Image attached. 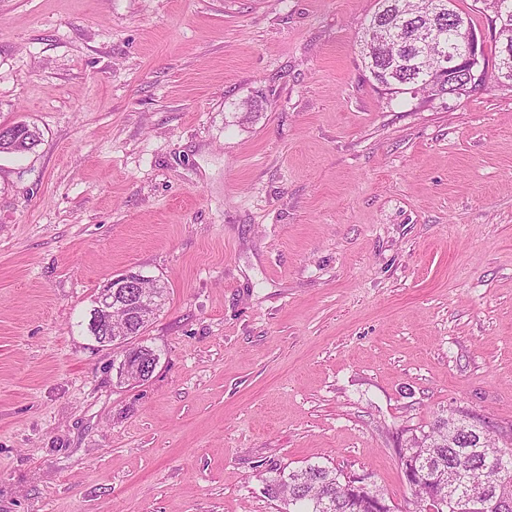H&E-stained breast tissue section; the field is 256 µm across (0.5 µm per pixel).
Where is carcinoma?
<instances>
[{"mask_svg":"<svg viewBox=\"0 0 512 512\" xmlns=\"http://www.w3.org/2000/svg\"><path fill=\"white\" fill-rule=\"evenodd\" d=\"M439 0H376V8L367 19L361 36V54L371 78L390 94L407 91L424 92L429 96L462 95L475 90L469 71L461 69L451 77L439 74L434 58L448 52L465 38L473 27L470 16L456 10L455 0H444L449 10L437 11ZM439 33L434 40L426 28ZM498 51L494 60L505 52H512V43L496 42ZM488 55H483L484 85L489 74ZM16 136L8 146L0 149L8 154L29 153L40 143L41 133L25 122L13 124ZM150 301L137 306L123 303V289L115 291L112 302V322H126L125 335L133 339L141 335L151 317L165 302L166 287L159 280H151ZM124 357L131 362L148 364L156 358L155 352L143 345L125 349ZM413 456L400 455L402 465L415 462L416 471L407 479L412 495L423 498L430 494L447 501L443 512H501L499 502L512 499V449L508 453L493 442L490 433L478 429L471 433L448 431V419L440 418L427 431L420 430L414 442ZM442 469L455 470L459 487L471 482L484 484L486 496L474 503L464 500L461 492L448 497V488L437 485L435 476ZM273 481L278 487L277 498L289 506L288 512H390L376 508L384 496L375 485L355 491L343 481V474L334 467L309 463L297 470L280 471Z\"/></svg>","mask_w":512,"mask_h":512,"instance_id":"carcinoma-1","label":"carcinoma"}]
</instances>
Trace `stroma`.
<instances>
[{
    "instance_id": "obj_1",
    "label": "stroma",
    "mask_w": 512,
    "mask_h": 512,
    "mask_svg": "<svg viewBox=\"0 0 512 512\" xmlns=\"http://www.w3.org/2000/svg\"><path fill=\"white\" fill-rule=\"evenodd\" d=\"M375 0H0V512H281L318 462L419 512L437 415L512 433V88L382 93ZM256 110L240 121L245 104ZM162 280L120 381L86 331ZM10 126L14 127L13 131L16 132V136L10 141L7 147L1 143L0 154L29 153L40 143L41 133L37 127L31 126L26 122H16ZM128 358L131 362H137L140 361L141 363L150 364L152 359L158 358L155 352L146 346L143 345H137L130 348H126L123 354V358ZM158 360L153 362L152 364L148 365L146 369H143L144 367H140L139 364L135 366H131L129 364H125L123 366L118 367V371L122 372L125 375H130L133 373L135 376H142V374L150 375L157 365Z\"/></svg>"
}]
</instances>
